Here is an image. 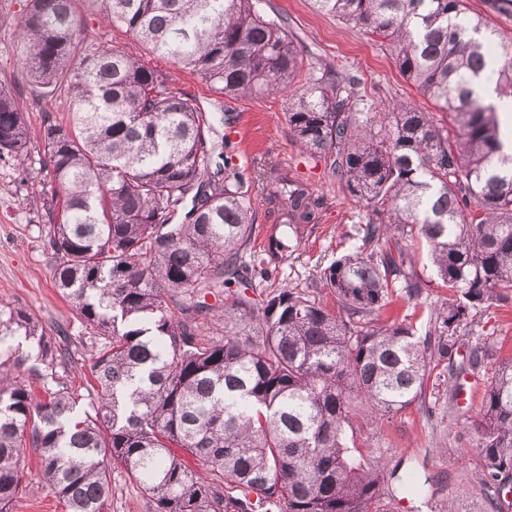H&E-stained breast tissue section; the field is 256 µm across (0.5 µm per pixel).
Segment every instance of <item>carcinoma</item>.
<instances>
[{"label": "carcinoma", "instance_id": "1", "mask_svg": "<svg viewBox=\"0 0 512 512\" xmlns=\"http://www.w3.org/2000/svg\"><path fill=\"white\" fill-rule=\"evenodd\" d=\"M388 47L440 125L409 103L364 106L361 78L331 66L305 85L285 26L256 0H101V19L226 95L283 94L301 148L330 163L364 203L351 252L320 276L331 311L290 286L258 300L255 279L295 252L319 198L277 163L250 176L211 139V116L141 59L79 47L74 0H28L17 24L24 80L65 93L71 119L38 132L54 184L55 285L93 350L83 396L58 371L67 349L26 311L0 302V512H14L28 452L67 512H107L111 473L139 483L152 512H392L426 481L386 471L354 423L380 425L415 402L454 399L465 370L490 373L461 463L482 512H512V357L459 329L512 304V154L498 106L512 101V35L466 0H313ZM18 97L0 86V158L32 174ZM257 187L284 229L250 246ZM424 241L452 299L412 323L381 320L428 282L409 242ZM227 295L224 315L200 295ZM176 304L172 312L168 302Z\"/></svg>", "mask_w": 512, "mask_h": 512}]
</instances>
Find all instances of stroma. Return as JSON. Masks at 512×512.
<instances>
[{
  "label": "stroma",
  "instance_id": "35a3bbf8",
  "mask_svg": "<svg viewBox=\"0 0 512 512\" xmlns=\"http://www.w3.org/2000/svg\"><path fill=\"white\" fill-rule=\"evenodd\" d=\"M27 0H0V82L15 90L25 104L26 120L35 137L28 148L33 168L47 160L36 134L45 116L68 121L71 106L60 95L41 96L20 76V45L16 26L26 10ZM263 11L286 20V29L302 61L300 82H307L314 66L329 64L343 74H355L363 81L362 95L373 103L384 100L411 101L431 113L439 123L447 122L445 112L421 97L397 71L387 48L353 24L317 11L311 0H263ZM80 38L85 45L112 43L129 54L150 62L166 73L174 87L192 97L201 111L211 113L213 139L230 140L234 162L240 172L250 173L257 164L273 162L290 171L321 199L318 221L305 233L298 250L276 268L271 279L256 280L255 294L264 295L288 285L312 292L328 308L336 300L321 288V272L347 253V234L353 225L364 223L367 210L361 202L343 192L334 174L323 161H316L296 143L288 125V106L278 95L227 96L212 89L199 76L155 56L118 26L101 18L100 0H77ZM233 116L224 124L223 113ZM53 185L49 180L27 179L13 162L0 160V301L26 309L51 336H66L75 361L88 357V335L74 306L60 296L54 286L55 256L48 246L50 224L46 202ZM415 269L430 288L416 300L397 298L384 314L386 320H409L424 328L431 308L447 300L449 293L437 279L423 241L412 242ZM476 332L498 343L502 356L512 355V306H490L477 316ZM478 405L467 407L440 403L434 412L413 404L395 420L370 426L356 433V443L382 456L388 464L398 461L413 465L428 477L426 494L432 512H442L448 501H456L463 512H479L482 495L478 483L456 461V451L471 446L473 435L468 417Z\"/></svg>",
  "mask_w": 512,
  "mask_h": 512
}]
</instances>
